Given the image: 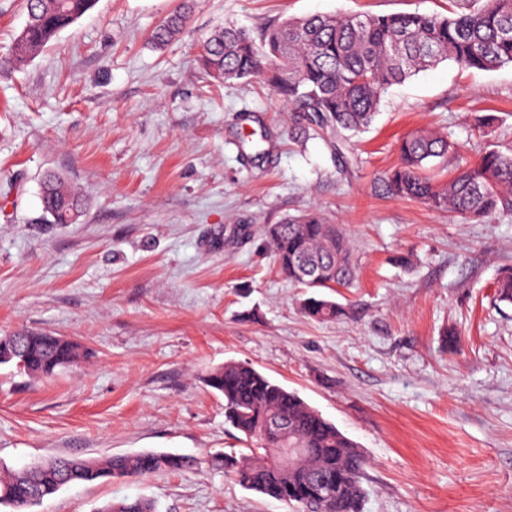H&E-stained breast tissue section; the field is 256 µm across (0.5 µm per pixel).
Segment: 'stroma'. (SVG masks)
I'll use <instances>...</instances> for the list:
<instances>
[{"mask_svg":"<svg viewBox=\"0 0 512 512\" xmlns=\"http://www.w3.org/2000/svg\"><path fill=\"white\" fill-rule=\"evenodd\" d=\"M181 3L97 0L14 69L26 4L0 0V333L52 332L88 352L50 377L0 366V468L184 454L199 466L72 484L34 512L124 497L158 512H292L212 463L249 452L204 381L239 361L358 445L365 512H512V305L495 288L512 215L475 223L385 184L417 129L456 145L429 170L441 182L512 152V67L441 63L389 87L364 131L296 143L288 100L199 66L218 24L255 36L290 16L446 14L452 0H192L183 32L155 47ZM50 172L84 195L78 223L42 220ZM309 210L341 225L357 265L331 322L302 314L263 237Z\"/></svg>","mask_w":512,"mask_h":512,"instance_id":"35a3bbf8","label":"stroma"}]
</instances>
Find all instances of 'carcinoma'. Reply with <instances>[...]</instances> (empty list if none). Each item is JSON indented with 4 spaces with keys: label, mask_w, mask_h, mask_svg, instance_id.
<instances>
[{
    "label": "carcinoma",
    "mask_w": 512,
    "mask_h": 512,
    "mask_svg": "<svg viewBox=\"0 0 512 512\" xmlns=\"http://www.w3.org/2000/svg\"><path fill=\"white\" fill-rule=\"evenodd\" d=\"M96 0H26L27 21L9 62L21 67ZM453 16L438 14L311 15L288 18L268 28L257 42L230 24L203 42L200 65L217 80L259 78L302 113L295 138L319 129L358 133L379 111L382 95L441 62L467 69L512 66V0H461ZM188 11H177L156 28L152 41L164 45L185 26ZM399 163L387 176L390 190L432 208L480 220L512 214V155L489 151L473 165L457 168L445 183L424 175L428 164L446 163L454 145L432 130L406 134ZM44 215L54 224L79 221L84 199L58 174L46 175L41 190ZM280 272L305 288L301 310L314 321H332L342 307L327 291L349 288L356 277L349 238L340 225L310 211L286 217L263 230ZM497 296L512 304V267L500 272ZM82 345L51 333L23 331L0 336V364L28 375L48 377L79 362ZM206 385L224 398L225 420L257 445L241 458H224V471L243 488L299 512H364L366 457L323 415L248 363L227 362L211 370ZM295 444L304 449L283 468L269 448ZM199 460L179 454L138 453L106 458L59 457L0 476V505L28 512L61 488L98 480L140 478L177 472ZM99 512H157L144 498L125 497Z\"/></svg>",
    "instance_id": "carcinoma-1"
}]
</instances>
